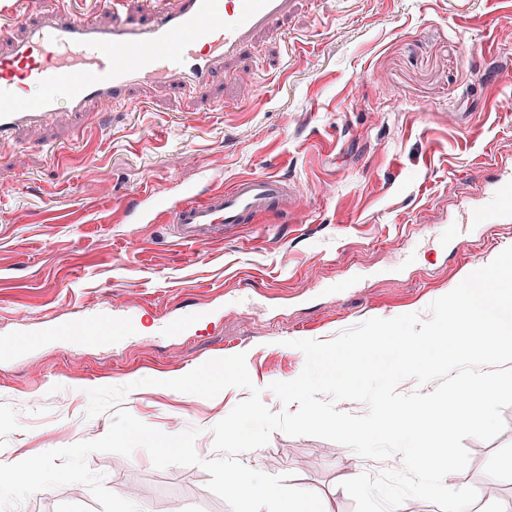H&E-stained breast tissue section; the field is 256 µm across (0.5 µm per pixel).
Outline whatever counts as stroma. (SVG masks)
Instances as JSON below:
<instances>
[{
	"instance_id": "stroma-1",
	"label": "stroma",
	"mask_w": 512,
	"mask_h": 512,
	"mask_svg": "<svg viewBox=\"0 0 512 512\" xmlns=\"http://www.w3.org/2000/svg\"><path fill=\"white\" fill-rule=\"evenodd\" d=\"M512 163V11L496 0H296L277 39L258 38L218 69L209 99L181 108L172 85L111 124L59 114L0 147V339L33 337L0 363V462L103 437L111 412L87 417L88 390L148 378L122 401L144 424L174 435L196 427L214 458L212 427L249 392L207 399L164 385L200 364L242 353L263 402L268 386L305 365L296 340L328 341L363 321L425 313L471 263L512 246V223L466 229L456 244L431 236ZM266 172L297 191L287 211L243 224L224 240L187 247L158 224H117L114 202L169 182L228 187ZM158 315L210 309L198 331L159 335L142 322L121 345L51 342L47 323L101 308ZM504 432L465 439L468 467L451 489L496 487L512 512V406ZM335 442L273 432L240 454L259 472L289 475L324 512H356L344 480L378 475L382 461ZM108 489L132 487L140 512H231L196 465L153 466L145 449L87 456ZM18 512H103L89 489L28 496Z\"/></svg>"
}]
</instances>
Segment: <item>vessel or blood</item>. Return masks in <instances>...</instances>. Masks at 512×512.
Here are the masks:
<instances>
[{"instance_id": "b4317fda", "label": "vessel or blood", "mask_w": 512, "mask_h": 512, "mask_svg": "<svg viewBox=\"0 0 512 512\" xmlns=\"http://www.w3.org/2000/svg\"><path fill=\"white\" fill-rule=\"evenodd\" d=\"M293 6L294 0H170L134 26L88 22L66 0H28L25 14L0 27L9 41L0 52V145L23 129L51 125L63 109L87 116L118 103L140 111L147 93L172 80L190 98L207 97L218 65L240 57L256 36H274ZM291 192L284 179L259 173L227 189L168 184L118 203L116 211L121 223L161 222L176 241L204 244L282 207ZM455 221L511 224L512 165L496 167L489 186ZM197 322L166 313L157 327L176 335ZM137 326L136 315L107 310L52 324L46 334L102 345L134 335Z\"/></svg>"}]
</instances>
